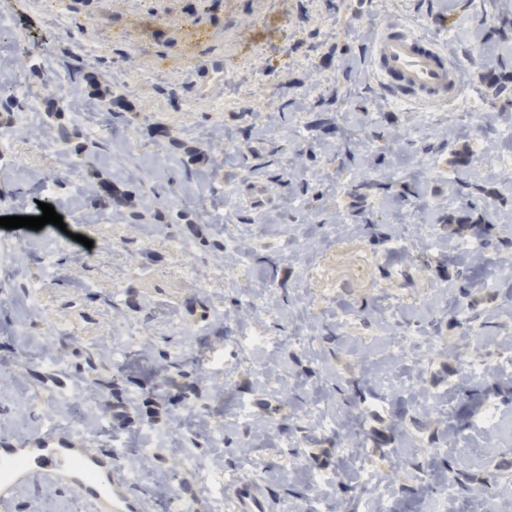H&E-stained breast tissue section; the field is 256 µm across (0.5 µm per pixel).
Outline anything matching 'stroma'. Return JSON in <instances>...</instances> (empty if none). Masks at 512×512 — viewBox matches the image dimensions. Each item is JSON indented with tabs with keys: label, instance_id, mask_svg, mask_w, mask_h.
<instances>
[{
	"label": "stroma",
	"instance_id": "stroma-1",
	"mask_svg": "<svg viewBox=\"0 0 512 512\" xmlns=\"http://www.w3.org/2000/svg\"><path fill=\"white\" fill-rule=\"evenodd\" d=\"M12 18L0 33V68L23 75L40 95L37 124L85 131L75 105L88 86L43 94L49 69H64L77 43L91 53L88 72L103 86L131 84L138 121L158 123L173 139L158 150L128 153L131 133L108 130L107 147L61 169L56 146L40 148L0 109V217L18 203L38 213L49 200L67 223L17 238L0 228L10 258L0 265V437L17 440L50 425L60 440L96 451L121 437L116 470L129 474L143 512H170L182 492L194 512H227L224 482L264 492L269 512H359L365 462L384 472L392 512H421L422 479H451L447 512H512V449L477 420L495 406L512 429V26L495 0H68L65 20L46 14L45 0H0ZM212 35L195 44L188 22ZM399 21L437 39L464 62L462 93L427 111L393 102L368 64L381 28ZM265 47L262 62L241 61V39ZM52 49L44 58L40 46ZM234 69L227 81H202V68ZM504 77L501 90L489 76ZM194 101L183 111L181 102ZM224 111H213L217 102ZM252 113L243 123L242 113ZM203 159L173 201L185 148ZM251 160H244V153ZM53 174L41 192L32 173ZM103 182L126 199L102 211L89 187ZM90 214L84 230L92 259L73 236L72 211ZM193 228L166 226L172 212ZM264 218L256 226L254 218ZM490 230L493 247L469 261L472 223ZM223 242L220 251L184 250L188 231ZM289 239L309 244L310 258H290ZM247 247L250 273L237 287L219 268ZM57 263L44 279L38 257ZM468 261L466 278L456 275ZM92 289H84V282ZM131 299L114 300L118 284ZM276 289L266 301L267 286ZM39 287L36 307L23 290ZM262 301L264 315L240 320L243 297ZM308 322L312 345L296 342ZM144 323L135 357L114 359L111 342L124 326ZM267 337L247 345L253 331ZM54 348L57 361L45 360ZM100 361L84 372L81 351ZM222 353L233 370L225 392L205 359ZM189 357L197 398L181 404L146 389L136 405L97 415V431L73 428L65 408L44 400L74 386L107 382L124 366L129 387L157 373L159 354ZM494 368L471 374L468 364ZM323 395L347 420L361 458L344 459L345 440L303 411ZM265 423L256 437L237 421L239 407ZM464 432L472 453L458 463L451 435ZM155 442L153 457L138 448ZM396 448L410 451L400 467ZM12 512H95L65 485L20 490Z\"/></svg>",
	"mask_w": 512,
	"mask_h": 512
}]
</instances>
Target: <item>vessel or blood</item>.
Wrapping results in <instances>:
<instances>
[{"label": "vessel or blood", "instance_id": "vessel-or-blood-1", "mask_svg": "<svg viewBox=\"0 0 512 512\" xmlns=\"http://www.w3.org/2000/svg\"><path fill=\"white\" fill-rule=\"evenodd\" d=\"M370 66L379 87L401 103L434 108L455 101L461 90L458 64L410 24L397 22L381 30L370 50ZM56 483L93 501L97 512H140L111 454L50 437L32 444L0 442V512H11L18 488ZM232 498L233 512H265L263 500L246 486L235 488Z\"/></svg>", "mask_w": 512, "mask_h": 512}]
</instances>
